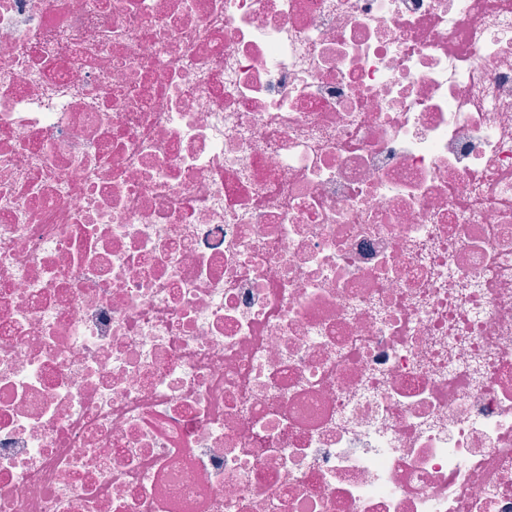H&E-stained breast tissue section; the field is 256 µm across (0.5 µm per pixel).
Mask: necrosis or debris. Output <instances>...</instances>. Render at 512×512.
Listing matches in <instances>:
<instances>
[{"label": "necrosis or debris", "mask_w": 512, "mask_h": 512, "mask_svg": "<svg viewBox=\"0 0 512 512\" xmlns=\"http://www.w3.org/2000/svg\"><path fill=\"white\" fill-rule=\"evenodd\" d=\"M0 512H512V0H0Z\"/></svg>", "instance_id": "4bbe7bcc"}]
</instances>
